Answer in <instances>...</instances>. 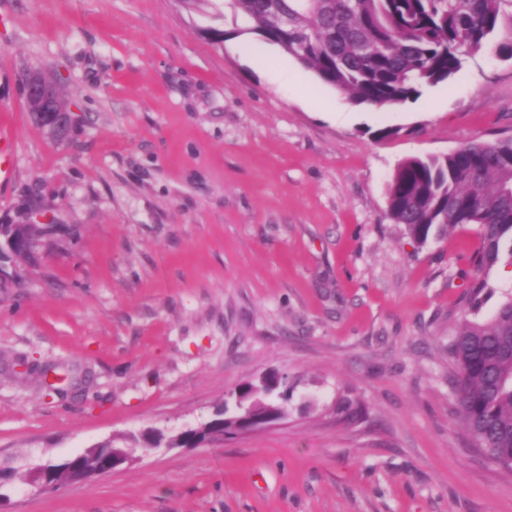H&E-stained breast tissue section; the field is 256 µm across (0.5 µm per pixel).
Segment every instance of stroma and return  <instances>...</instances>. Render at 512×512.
<instances>
[{"label":"stroma","mask_w":512,"mask_h":512,"mask_svg":"<svg viewBox=\"0 0 512 512\" xmlns=\"http://www.w3.org/2000/svg\"><path fill=\"white\" fill-rule=\"evenodd\" d=\"M31 72L69 105L66 137L32 118ZM1 133L0 225L65 231L5 264L0 467L109 440L134 459L53 489L2 479L0 512H512V472L454 414L476 229L420 245L387 215L400 162L512 136V59L379 109L225 0H0ZM272 372L284 418L143 450Z\"/></svg>","instance_id":"stroma-1"}]
</instances>
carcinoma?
Here are the masks:
<instances>
[{
  "label": "carcinoma",
  "mask_w": 512,
  "mask_h": 512,
  "mask_svg": "<svg viewBox=\"0 0 512 512\" xmlns=\"http://www.w3.org/2000/svg\"><path fill=\"white\" fill-rule=\"evenodd\" d=\"M234 16L278 45L352 102L377 108L416 101L423 90L454 77L466 60L493 46L512 58V0H228ZM388 216L423 245L458 226H478L477 270L512 257V136L471 142L443 156L410 158L388 187ZM14 252L35 262V244L57 237L58 224H7ZM486 280L475 278L469 308L480 312ZM455 366L458 416L473 445L512 470V296L484 321L463 318L448 341ZM273 406L285 413L291 388L271 384ZM234 409L220 404L208 429L230 436ZM92 448L50 465L58 487L98 471Z\"/></svg>",
  "instance_id": "obj_1"
}]
</instances>
